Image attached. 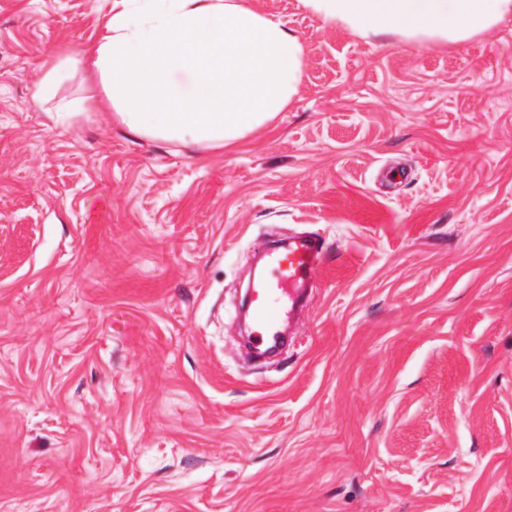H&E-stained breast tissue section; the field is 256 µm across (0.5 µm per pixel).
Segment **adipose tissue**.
Returning a JSON list of instances; mask_svg holds the SVG:
<instances>
[{"label": "adipose tissue", "instance_id": "adipose-tissue-1", "mask_svg": "<svg viewBox=\"0 0 512 512\" xmlns=\"http://www.w3.org/2000/svg\"><path fill=\"white\" fill-rule=\"evenodd\" d=\"M80 63L101 78L131 132L211 148L284 111L303 76L297 35L244 0H120ZM325 24L394 34L414 47L460 43L512 17V0H302Z\"/></svg>", "mask_w": 512, "mask_h": 512}]
</instances>
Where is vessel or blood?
Masks as SVG:
<instances>
[{
    "label": "vessel or blood",
    "instance_id": "vessel-or-blood-1",
    "mask_svg": "<svg viewBox=\"0 0 512 512\" xmlns=\"http://www.w3.org/2000/svg\"><path fill=\"white\" fill-rule=\"evenodd\" d=\"M266 256L269 272L253 289L254 344L273 349L279 342V324L295 310L306 285L319 283L325 253L320 238L310 232L290 242L287 250L271 249Z\"/></svg>",
    "mask_w": 512,
    "mask_h": 512
}]
</instances>
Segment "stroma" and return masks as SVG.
I'll use <instances>...</instances> for the list:
<instances>
[{
	"label": "stroma",
	"instance_id": "obj_1",
	"mask_svg": "<svg viewBox=\"0 0 512 512\" xmlns=\"http://www.w3.org/2000/svg\"><path fill=\"white\" fill-rule=\"evenodd\" d=\"M247 2L303 81L208 148L82 65L33 102L115 0H0V512H512V18L418 49ZM303 231L321 285L253 363L249 258Z\"/></svg>",
	"mask_w": 512,
	"mask_h": 512
}]
</instances>
